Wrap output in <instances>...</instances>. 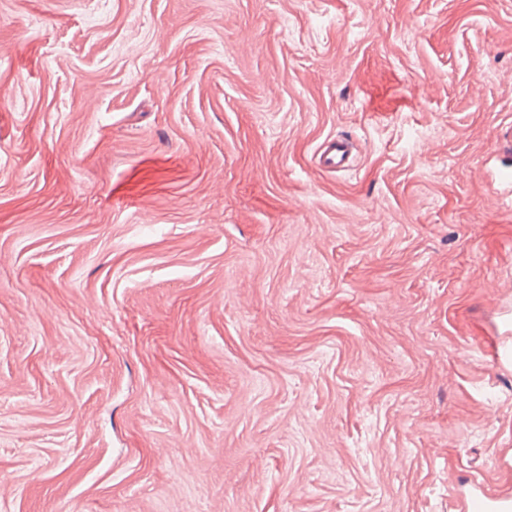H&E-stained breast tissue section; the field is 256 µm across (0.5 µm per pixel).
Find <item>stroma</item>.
<instances>
[{"label":"stroma","mask_w":512,"mask_h":512,"mask_svg":"<svg viewBox=\"0 0 512 512\" xmlns=\"http://www.w3.org/2000/svg\"><path fill=\"white\" fill-rule=\"evenodd\" d=\"M503 122L512 0H0V512L512 503ZM350 154L351 150L347 143L333 140L320 151L318 163L322 169L336 170L344 166Z\"/></svg>","instance_id":"stroma-1"}]
</instances>
